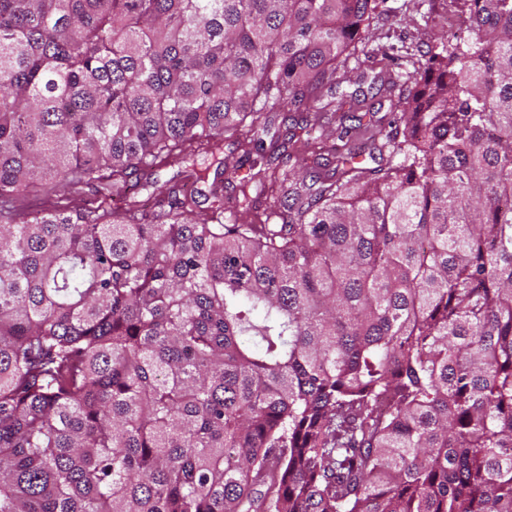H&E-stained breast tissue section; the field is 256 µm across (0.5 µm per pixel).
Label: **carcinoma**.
Wrapping results in <instances>:
<instances>
[{
  "label": "carcinoma",
  "mask_w": 512,
  "mask_h": 512,
  "mask_svg": "<svg viewBox=\"0 0 512 512\" xmlns=\"http://www.w3.org/2000/svg\"><path fill=\"white\" fill-rule=\"evenodd\" d=\"M383 2L0 0V512H512V0H460L391 133L267 152ZM226 145L290 163L277 223L197 209ZM164 165L150 220L9 206Z\"/></svg>",
  "instance_id": "1"
}]
</instances>
